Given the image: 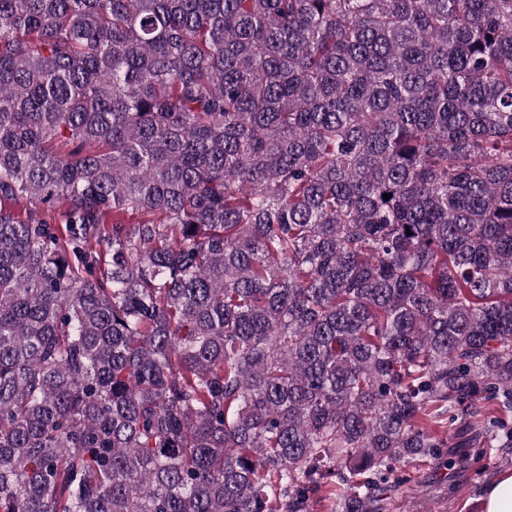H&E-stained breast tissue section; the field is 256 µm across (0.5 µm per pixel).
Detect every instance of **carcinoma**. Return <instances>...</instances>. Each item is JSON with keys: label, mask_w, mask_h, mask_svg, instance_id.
<instances>
[{"label": "carcinoma", "mask_w": 512, "mask_h": 512, "mask_svg": "<svg viewBox=\"0 0 512 512\" xmlns=\"http://www.w3.org/2000/svg\"><path fill=\"white\" fill-rule=\"evenodd\" d=\"M483 392L512 0H0V512H384Z\"/></svg>", "instance_id": "cac0c4a2"}]
</instances>
